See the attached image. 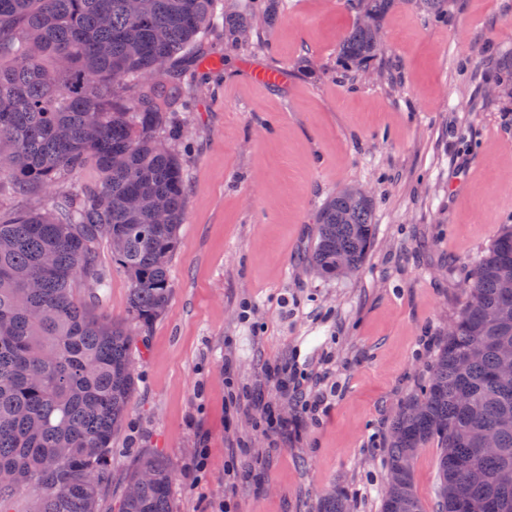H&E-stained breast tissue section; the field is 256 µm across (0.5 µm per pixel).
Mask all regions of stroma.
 Instances as JSON below:
<instances>
[{"mask_svg": "<svg viewBox=\"0 0 512 512\" xmlns=\"http://www.w3.org/2000/svg\"><path fill=\"white\" fill-rule=\"evenodd\" d=\"M223 8L256 35L230 49L205 31L202 67L182 68L175 118L191 148L172 299L134 339L98 512H117L147 450L172 466L174 512H318L330 490L380 512L389 423L427 377L471 265L512 224V98L489 95L476 64L512 50V0H445L439 20L396 0L378 70L353 79L337 62L348 0ZM251 65L282 82L255 83ZM347 185L375 199L374 244L359 272L326 277L309 262L316 217ZM99 262L109 278L92 310L124 318L130 282L107 245ZM332 384L327 411L302 412ZM271 414L281 425L258 428ZM437 456L429 445L414 463L425 512Z\"/></svg>", "mask_w": 512, "mask_h": 512, "instance_id": "35a3bbf8", "label": "stroma"}]
</instances>
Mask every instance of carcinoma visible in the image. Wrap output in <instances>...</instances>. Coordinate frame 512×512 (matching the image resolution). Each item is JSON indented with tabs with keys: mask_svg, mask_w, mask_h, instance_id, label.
<instances>
[{
	"mask_svg": "<svg viewBox=\"0 0 512 512\" xmlns=\"http://www.w3.org/2000/svg\"><path fill=\"white\" fill-rule=\"evenodd\" d=\"M339 43L352 76L378 67L377 35L395 0H356ZM0 0V180L19 193L41 188L48 207L0 220V512L25 491L30 512H97L112 484V436L135 390L130 348L167 309L169 263L179 243L187 178L171 142L182 105L175 63H203L195 46L215 19L217 0ZM234 43L253 25L224 16ZM490 86L512 98V65L499 63ZM92 163L95 186L60 188ZM343 187L317 217L310 261L326 275L356 272L374 235L375 203ZM106 241L129 282L127 314H93L76 291L106 286L97 261ZM512 224H504L463 285L465 302L429 376L387 431L390 493L381 512H424L413 461L430 443L438 454L436 512H512V379L499 370L512 349ZM495 433L499 452L481 449ZM120 512H172L173 470L140 456ZM329 492L320 512H349Z\"/></svg>",
	"mask_w": 512,
	"mask_h": 512,
	"instance_id": "1",
	"label": "carcinoma"
}]
</instances>
